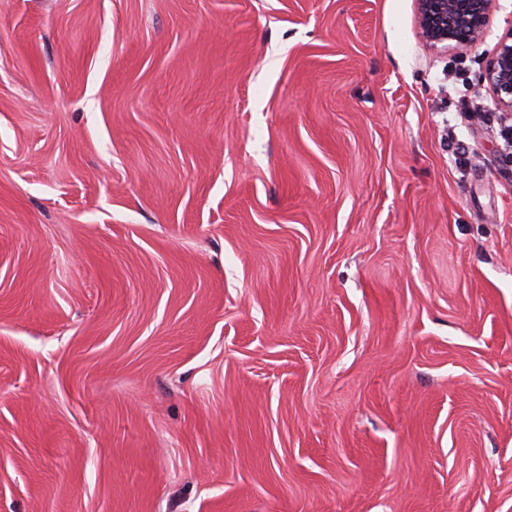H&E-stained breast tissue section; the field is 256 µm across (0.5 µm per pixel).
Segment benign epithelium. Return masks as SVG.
Returning a JSON list of instances; mask_svg holds the SVG:
<instances>
[{
	"instance_id": "1",
	"label": "benign epithelium",
	"mask_w": 512,
	"mask_h": 512,
	"mask_svg": "<svg viewBox=\"0 0 512 512\" xmlns=\"http://www.w3.org/2000/svg\"><path fill=\"white\" fill-rule=\"evenodd\" d=\"M498 0H415L420 37L430 50L480 45ZM498 108L512 112V28L500 39L480 73Z\"/></svg>"
}]
</instances>
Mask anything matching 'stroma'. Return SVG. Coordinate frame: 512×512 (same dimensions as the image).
I'll use <instances>...</instances> for the list:
<instances>
[{
    "mask_svg": "<svg viewBox=\"0 0 512 512\" xmlns=\"http://www.w3.org/2000/svg\"><path fill=\"white\" fill-rule=\"evenodd\" d=\"M511 28L0 0V512H512ZM487 83L498 108L512 112V28L500 39L492 56L480 73Z\"/></svg>",
    "mask_w": 512,
    "mask_h": 512,
    "instance_id": "obj_1",
    "label": "stroma"
}]
</instances>
